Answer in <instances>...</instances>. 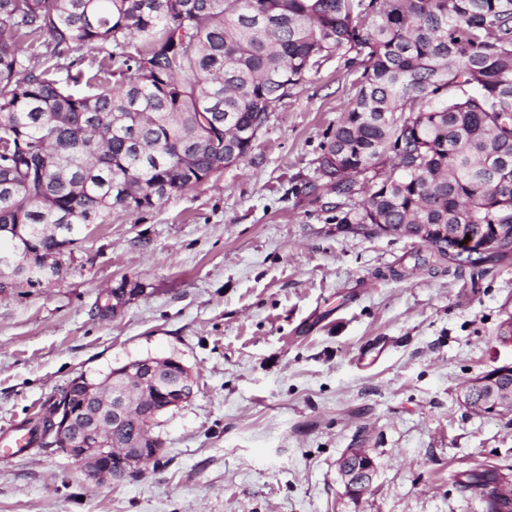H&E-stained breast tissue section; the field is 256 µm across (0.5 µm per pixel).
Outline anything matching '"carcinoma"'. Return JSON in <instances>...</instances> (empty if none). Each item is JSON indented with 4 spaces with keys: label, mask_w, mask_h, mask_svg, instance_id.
<instances>
[{
    "label": "carcinoma",
    "mask_w": 512,
    "mask_h": 512,
    "mask_svg": "<svg viewBox=\"0 0 512 512\" xmlns=\"http://www.w3.org/2000/svg\"><path fill=\"white\" fill-rule=\"evenodd\" d=\"M338 55L363 72L317 158L336 223L455 224L453 248L511 230L512 0H0V225L36 256L209 181L224 154L200 139ZM432 254L458 275L494 257ZM507 477L456 485L505 512L486 489Z\"/></svg>",
    "instance_id": "1"
}]
</instances>
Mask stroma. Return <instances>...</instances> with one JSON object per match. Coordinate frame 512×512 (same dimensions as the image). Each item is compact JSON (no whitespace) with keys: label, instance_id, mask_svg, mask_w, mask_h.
I'll list each match as a JSON object with an SVG mask.
<instances>
[{"label":"stroma","instance_id":"obj_1","mask_svg":"<svg viewBox=\"0 0 512 512\" xmlns=\"http://www.w3.org/2000/svg\"><path fill=\"white\" fill-rule=\"evenodd\" d=\"M357 72L292 89L240 163L93 224L62 277L0 291V442L79 374L174 357L194 394L163 415L158 461L98 481L55 449H0V512H481L459 472L512 469V413L460 396L512 363V250L478 281L397 235L354 233L305 186ZM125 304L104 311L107 292ZM369 449V489L336 461ZM352 461L356 462L353 467ZM336 469L345 488V494L359 498L371 486L376 462L369 449L347 448L336 461Z\"/></svg>","mask_w":512,"mask_h":512}]
</instances>
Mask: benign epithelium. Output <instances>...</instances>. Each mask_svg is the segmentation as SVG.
Returning <instances> with one entry per match:
<instances>
[{
    "label": "benign epithelium",
    "mask_w": 512,
    "mask_h": 512,
    "mask_svg": "<svg viewBox=\"0 0 512 512\" xmlns=\"http://www.w3.org/2000/svg\"><path fill=\"white\" fill-rule=\"evenodd\" d=\"M370 229L378 234H396L413 239H429L434 246L445 247L448 227L443 224H372ZM501 241L499 230L486 232L474 239L472 252L493 251ZM23 246L13 241L0 254V284L9 286L31 282L39 287L45 282L61 278L64 265L55 253L41 255L38 259L27 256L16 262ZM48 274L45 281L41 275ZM512 374V363L494 367L472 378L462 393L463 403L475 412L498 415L512 412V393L499 387L498 379ZM112 386L109 400H100V389L109 384L106 378L87 383V394L92 410L76 416L69 402L57 403L43 417L47 423L45 440L54 444L59 452L81 465L87 474L101 481L125 477L130 471L141 468L146 462L158 459L162 443L151 434L158 416L164 415L186 402L193 395L195 378L192 371L173 357L136 359L112 369ZM99 410H94L97 401ZM122 426L129 433L124 442H114L110 448H88L85 439L102 440L104 431ZM336 469L345 488V494L358 498L371 486L376 462L367 448H347L336 461Z\"/></svg>",
    "instance_id": "benign-epithelium-1"
}]
</instances>
